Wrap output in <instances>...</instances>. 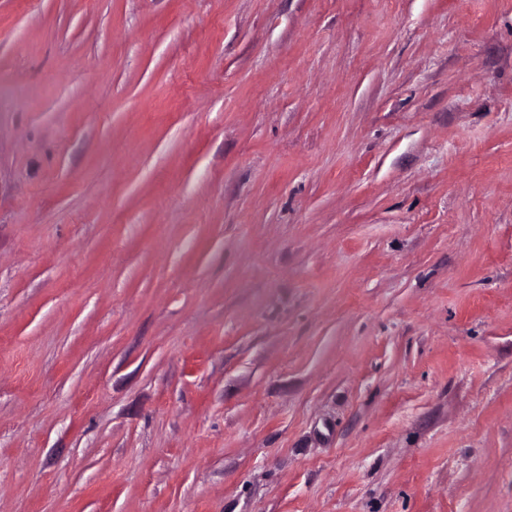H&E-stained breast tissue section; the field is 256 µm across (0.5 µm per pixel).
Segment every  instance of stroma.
<instances>
[{
	"mask_svg": "<svg viewBox=\"0 0 512 512\" xmlns=\"http://www.w3.org/2000/svg\"><path fill=\"white\" fill-rule=\"evenodd\" d=\"M0 512H512V0H0Z\"/></svg>",
	"mask_w": 512,
	"mask_h": 512,
	"instance_id": "1",
	"label": "stroma"
}]
</instances>
